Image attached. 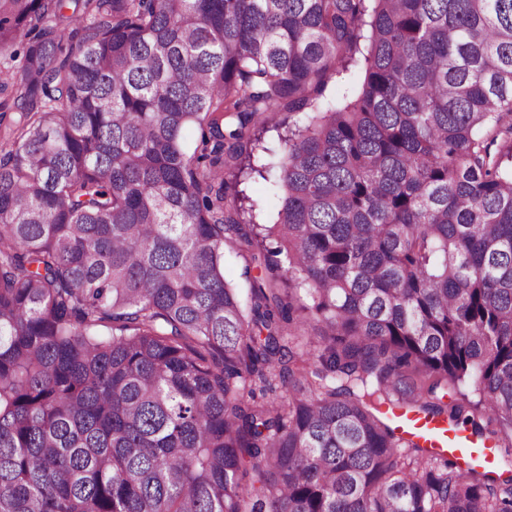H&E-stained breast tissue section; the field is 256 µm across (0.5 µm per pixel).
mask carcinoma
Instances as JSON below:
<instances>
[{"label": "carcinoma", "instance_id": "obj_1", "mask_svg": "<svg viewBox=\"0 0 512 512\" xmlns=\"http://www.w3.org/2000/svg\"><path fill=\"white\" fill-rule=\"evenodd\" d=\"M0 59V512H512L382 410L512 437V0H0ZM363 79V73L357 72L355 76L334 77L324 92V101L332 103H344L351 95L354 83L359 84ZM247 192L257 201L256 223L273 224L277 217V199L271 188L270 181L256 177L247 184ZM246 268L251 276H256L260 270L255 268V263L251 258V251L246 245L238 244L237 247L226 248L224 256V269L227 279L234 285L242 288L243 292L248 288V280L245 275Z\"/></svg>", "mask_w": 512, "mask_h": 512}]
</instances>
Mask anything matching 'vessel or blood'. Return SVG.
<instances>
[{
  "mask_svg": "<svg viewBox=\"0 0 512 512\" xmlns=\"http://www.w3.org/2000/svg\"><path fill=\"white\" fill-rule=\"evenodd\" d=\"M390 419L404 438L417 441L431 453L455 459L461 471L494 463V448L476 445L463 431L449 428L445 420L427 419L398 408L393 409Z\"/></svg>",
  "mask_w": 512,
  "mask_h": 512,
  "instance_id": "vessel-or-blood-1",
  "label": "vessel or blood"
}]
</instances>
